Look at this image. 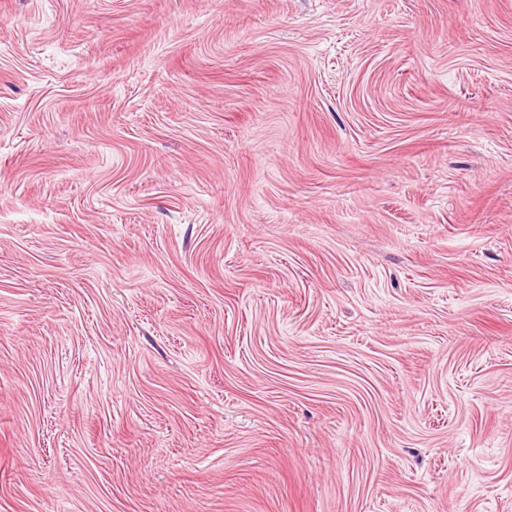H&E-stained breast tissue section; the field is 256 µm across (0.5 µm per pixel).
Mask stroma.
Segmentation results:
<instances>
[{"mask_svg": "<svg viewBox=\"0 0 512 512\" xmlns=\"http://www.w3.org/2000/svg\"><path fill=\"white\" fill-rule=\"evenodd\" d=\"M0 512H512V0H0Z\"/></svg>", "mask_w": 512, "mask_h": 512, "instance_id": "1", "label": "stroma"}]
</instances>
